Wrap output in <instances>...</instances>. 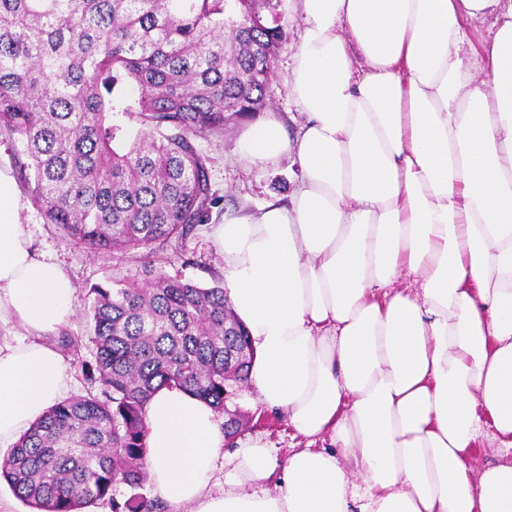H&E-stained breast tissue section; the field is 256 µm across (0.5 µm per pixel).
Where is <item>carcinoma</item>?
Instances as JSON below:
<instances>
[{"label":"carcinoma","instance_id":"carcinoma-1","mask_svg":"<svg viewBox=\"0 0 512 512\" xmlns=\"http://www.w3.org/2000/svg\"><path fill=\"white\" fill-rule=\"evenodd\" d=\"M281 0H0V134L20 145L17 179L65 238L138 254L141 281L90 288L85 311L100 393L49 407L0 461L33 512H156L145 408L177 388L224 409L254 359L224 285L155 264L206 223L221 198L196 139L222 135L266 104ZM127 88L137 90L130 99ZM136 118L121 145L117 114ZM130 494L113 499L114 487Z\"/></svg>","mask_w":512,"mask_h":512}]
</instances>
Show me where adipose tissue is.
Listing matches in <instances>:
<instances>
[{
    "mask_svg": "<svg viewBox=\"0 0 512 512\" xmlns=\"http://www.w3.org/2000/svg\"><path fill=\"white\" fill-rule=\"evenodd\" d=\"M291 92L241 160L287 154V204L211 227L255 358L248 387L307 445L276 462L242 440L222 491L214 409L176 389L146 406L148 478L171 512H512V0H298ZM491 20L479 54L471 22ZM0 173V446L57 402L41 342L75 289L36 258ZM495 459L473 465L479 439ZM274 488H266L270 476Z\"/></svg>",
    "mask_w": 512,
    "mask_h": 512,
    "instance_id": "ef3b65f1",
    "label": "adipose tissue"
}]
</instances>
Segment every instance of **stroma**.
<instances>
[{
	"label": "stroma",
	"instance_id": "1",
	"mask_svg": "<svg viewBox=\"0 0 512 512\" xmlns=\"http://www.w3.org/2000/svg\"><path fill=\"white\" fill-rule=\"evenodd\" d=\"M281 10L290 36L279 47L273 60L267 109L277 113L286 132L292 134L303 120L290 87L292 60L299 47L302 21L296 0H283ZM248 126V121L243 120L224 135L198 138V148L209 159L212 189L220 196L221 203L213 209L209 224L198 225L178 244L159 252L157 263L169 274L182 275L205 288L217 285L223 259L209 236L210 224L222 223L225 216L242 209L255 211L268 202L287 200L294 188L298 169L288 156H281L266 166H253L240 159L237 144ZM19 222L31 238L36 254L60 264L76 289V309L72 321L51 334L48 342L57 348L63 337L82 338L77 355L65 358L70 368L65 395L70 398L86 394L93 385L81 365L94 360L93 346L86 340L88 326L83 317L91 303L88 291L94 285L107 284L112 275L137 274L142 269L141 263L138 258L128 254L101 255L86 245L66 240L62 231L56 225L46 223L35 208H25ZM232 415L247 423L248 436L265 440L270 454L277 460L287 459L296 450L297 439L293 429L284 419L265 412L255 404L247 387L238 384L229 386L225 409L218 412L217 418L223 422Z\"/></svg>",
	"mask_w": 512,
	"mask_h": 512
}]
</instances>
